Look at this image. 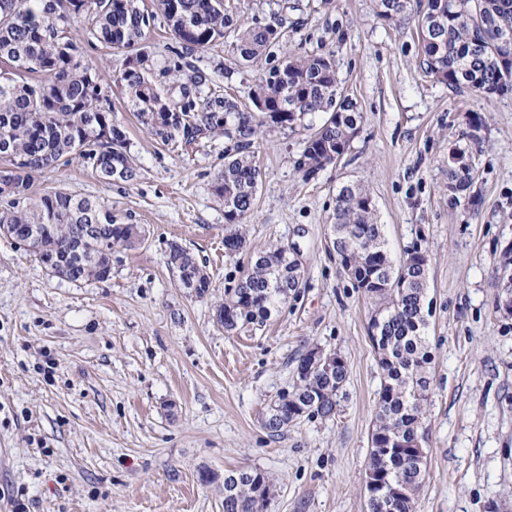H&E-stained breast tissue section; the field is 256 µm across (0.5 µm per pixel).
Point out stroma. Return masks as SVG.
<instances>
[{"label":"stroma","instance_id":"1","mask_svg":"<svg viewBox=\"0 0 512 512\" xmlns=\"http://www.w3.org/2000/svg\"><path fill=\"white\" fill-rule=\"evenodd\" d=\"M244 23L285 18L273 56L239 63L228 42L180 61L167 28L147 33L160 64L205 72L246 98L274 56L336 55L362 122L340 164L305 178L301 135L262 128L247 250L224 251V205L212 185L230 141L165 146L139 126L115 85L125 54L86 44L124 125L133 182H102L73 158L35 179L111 208L145 236L112 248L108 279L71 282L0 235V512H224L221 483L202 471L265 473L266 512H366L381 371L368 337L370 305L327 247L341 182L365 185L388 245L430 254L431 387L425 484L414 512H512V312L500 259L512 246V93L487 98L433 81L420 67L416 17L380 20L374 0H226ZM479 134L474 204L448 202V149ZM193 253L212 282L180 288L165 254ZM296 247L299 291L266 325L225 334L214 312L246 273L250 253ZM341 355L348 378L332 418L304 417L280 436L263 422L300 357Z\"/></svg>","mask_w":512,"mask_h":512}]
</instances>
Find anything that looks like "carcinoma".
<instances>
[{"instance_id":"obj_1","label":"carcinoma","mask_w":512,"mask_h":512,"mask_svg":"<svg viewBox=\"0 0 512 512\" xmlns=\"http://www.w3.org/2000/svg\"><path fill=\"white\" fill-rule=\"evenodd\" d=\"M0 0V161L9 173L18 201L30 195L35 178L74 156L98 166L99 178L131 182L137 171L129 154L124 126L112 121V107L100 75L84 61L83 48L72 36L78 23L89 42L128 55L114 82L124 87L136 118L163 145L191 144L222 135L233 142L213 185L224 204L229 224H242L254 209L261 170L255 160L258 131L264 126L302 132V150L295 161L310 177L337 163L358 133L360 113L340 86L334 52L294 55L287 52L251 87L245 105L209 87L208 76L195 71L186 79L179 70L159 67L141 45L160 18L178 44L183 59L237 32L232 51L244 63L264 55L279 42L283 19L273 16L238 23L224 0ZM415 11L421 68L436 81L465 85L490 97L512 91V66L504 74L499 56L502 40L512 47V0H376V14L385 21ZM172 82L156 80V73ZM178 89V98L172 90ZM320 117L317 124L310 122ZM109 128L112 149L100 150V133ZM475 165L461 170L448 164L450 204L472 200ZM35 226L48 231L37 258L54 252L66 265L50 274L72 282L103 281L112 266L106 251L133 244L141 230L123 224L112 210L61 188L47 191L22 209L0 211V225ZM334 250L348 257L343 265L356 288L371 301L368 331L382 372L371 434L370 468L378 475V496L368 512H413L426 478V452L410 447L426 435L424 414L430 390L427 328L428 251L405 247L395 259L386 246L368 189L344 183L332 213ZM246 248L240 229L224 235V250L237 255ZM168 268L176 269L180 287L202 298L211 287L209 276L183 246L172 243ZM299 284L298 264L282 246L250 258L247 273L224 293L215 312L224 332L266 321L275 305L288 297L286 285ZM273 407L285 412L276 424L264 422L273 437L304 416L330 418L348 377V365L329 376L302 372ZM271 495L267 477L253 469L224 472V512H265Z\"/></svg>"}]
</instances>
